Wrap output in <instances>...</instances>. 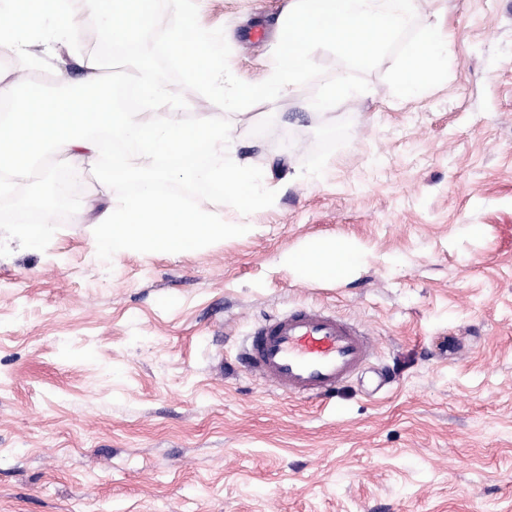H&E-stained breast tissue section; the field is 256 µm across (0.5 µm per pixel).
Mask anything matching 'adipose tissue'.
<instances>
[{"mask_svg": "<svg viewBox=\"0 0 512 512\" xmlns=\"http://www.w3.org/2000/svg\"><path fill=\"white\" fill-rule=\"evenodd\" d=\"M283 260L301 278L314 281L348 280L363 264V252L351 239H319L301 250L285 253Z\"/></svg>", "mask_w": 512, "mask_h": 512, "instance_id": "obj_1", "label": "adipose tissue"}]
</instances>
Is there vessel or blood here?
Segmentation results:
<instances>
[{
  "label": "vessel or blood",
  "mask_w": 512,
  "mask_h": 512,
  "mask_svg": "<svg viewBox=\"0 0 512 512\" xmlns=\"http://www.w3.org/2000/svg\"><path fill=\"white\" fill-rule=\"evenodd\" d=\"M375 349L358 325L318 306H300L258 323L240 360L289 396L321 398L355 375Z\"/></svg>",
  "instance_id": "vessel-or-blood-1"
}]
</instances>
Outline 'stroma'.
I'll use <instances>...</instances> for the list:
<instances>
[{
    "label": "stroma",
    "mask_w": 512,
    "mask_h": 512,
    "mask_svg": "<svg viewBox=\"0 0 512 512\" xmlns=\"http://www.w3.org/2000/svg\"><path fill=\"white\" fill-rule=\"evenodd\" d=\"M291 0H197L229 67L266 79ZM453 33L449 73L395 97L316 111L315 84L223 114L227 152L261 167L271 207L246 234L103 262L109 200L91 164L46 250L0 257V512H512V0H416ZM265 27L255 42L248 33ZM51 84L100 76L92 47L29 45ZM287 147H280V134ZM345 236L346 282L301 279L284 253ZM317 305L376 356L324 399L283 394L236 360L267 316Z\"/></svg>",
    "instance_id": "obj_1"
}]
</instances>
